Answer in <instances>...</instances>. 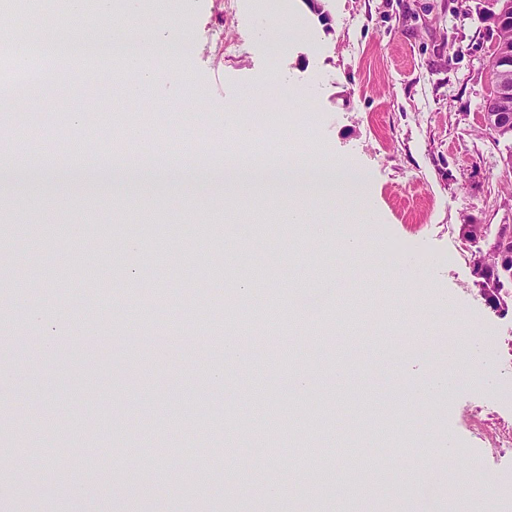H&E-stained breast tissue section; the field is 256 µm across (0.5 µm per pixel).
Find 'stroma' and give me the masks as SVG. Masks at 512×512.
<instances>
[{
    "label": "stroma",
    "mask_w": 512,
    "mask_h": 512,
    "mask_svg": "<svg viewBox=\"0 0 512 512\" xmlns=\"http://www.w3.org/2000/svg\"><path fill=\"white\" fill-rule=\"evenodd\" d=\"M484 0H167L190 33L165 69L187 87L156 85L150 98L187 141L223 126L225 101L276 114L301 154L352 167L365 198L255 184L226 196L222 163L151 178L143 154L98 180L53 178L83 124L77 99L123 111L122 81L105 67L94 83L67 81L63 96L40 80L11 127L36 137V171L11 183V223H0V512H80L64 472L79 467L96 500L131 483L136 461L154 467L135 501L114 512H448V494L421 499L422 460L451 444L440 467L459 484L494 481L512 499V461L487 452L512 428V313L488 308L473 284L463 224H512V140L483 125L493 90L497 42L482 20ZM302 36L272 50L282 16ZM223 29V42L211 37ZM293 99L281 108L278 89ZM153 200L143 211L142 197ZM307 210L303 227L282 223L289 204ZM266 211L274 231L259 237L251 215ZM355 234L368 259L351 264L337 238ZM228 271L260 267L266 288L243 297L240 282L214 281L208 258L223 251ZM39 253L36 263L27 252ZM156 264L154 278L139 277ZM23 266L31 290L12 274ZM110 292L95 296L99 280ZM356 296L357 329L307 317L302 290ZM165 306L156 315L146 299ZM252 320L257 348L226 361V298ZM285 320L271 334L262 318ZM464 324L467 340L452 329ZM471 366L469 379L434 399L416 381L447 375L448 351ZM345 379H337V372ZM304 377L305 390L292 386ZM288 432L258 446L275 415ZM321 418L311 427L309 416ZM386 448L375 488L348 498L337 490L353 461ZM239 481L228 493H186L215 472ZM288 494L255 503L251 481ZM177 492L167 496L166 485Z\"/></svg>",
    "instance_id": "1"
}]
</instances>
